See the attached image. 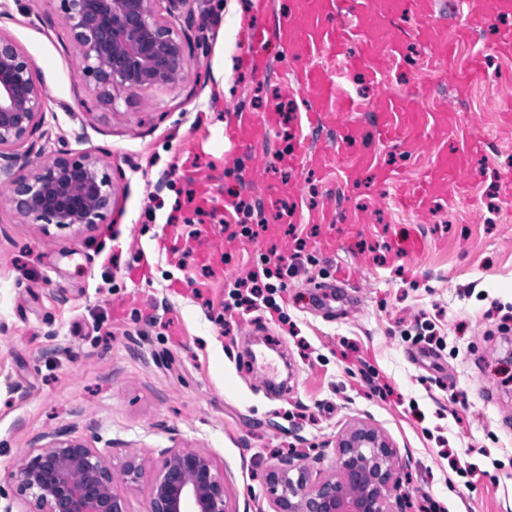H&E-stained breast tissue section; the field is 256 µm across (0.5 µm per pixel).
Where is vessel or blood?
Instances as JSON below:
<instances>
[{
    "label": "vessel or blood",
    "instance_id": "vessel-or-blood-1",
    "mask_svg": "<svg viewBox=\"0 0 512 512\" xmlns=\"http://www.w3.org/2000/svg\"><path fill=\"white\" fill-rule=\"evenodd\" d=\"M287 5L276 29L265 26L261 17L252 19L251 49L245 63L255 81H265L268 46L283 48L288 71L306 101L308 126L329 127L337 140L333 147L321 145L309 153L293 151L288 165L296 169L304 165L322 168L333 163L350 181L370 169L384 186L393 176L377 163L376 146L392 142L412 153L430 136L439 145L436 159L424 178L400 183L398 203L421 213L427 210L435 189H444L451 196L465 190L468 161L483 152L484 141L469 136L453 114L439 109L428 111L415 98L405 95H386L376 124L359 127L348 118L353 103L337 96L334 81L318 60L354 43L359 48L357 66L374 78L391 66L404 65L401 41L408 38L428 49L430 63L440 80L463 97L469 91L471 77L483 71L487 55L512 54V32L501 31L495 41L463 61L457 58V45L472 41L478 32L512 15V0H464L463 22L454 30L437 13L435 0H287ZM279 122L276 112L233 113L228 137L239 148L242 180H256L264 171L265 156L259 147Z\"/></svg>",
    "mask_w": 512,
    "mask_h": 512
}]
</instances>
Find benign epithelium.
Returning a JSON list of instances; mask_svg holds the SVG:
<instances>
[{"instance_id":"obj_1","label":"benign epithelium","mask_w":512,"mask_h":512,"mask_svg":"<svg viewBox=\"0 0 512 512\" xmlns=\"http://www.w3.org/2000/svg\"><path fill=\"white\" fill-rule=\"evenodd\" d=\"M191 0H60L81 71L98 103L177 86L186 77L187 33L170 18L191 14ZM47 94L14 41L0 34V186L6 202L34 224H100L112 211V178L89 155L53 158L26 176L12 173L7 150L26 142L46 112ZM338 475L311 479V467L290 454L269 472L271 512H403L392 500L397 452L364 424L336 442ZM111 447L49 435L15 465L12 480L21 512H131L125 490L148 488L146 512H232L224 470L199 448H165L148 467L136 453L111 464ZM125 490H120L119 486Z\"/></svg>"}]
</instances>
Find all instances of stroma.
<instances>
[{"label":"stroma","instance_id":"stroma-1","mask_svg":"<svg viewBox=\"0 0 512 512\" xmlns=\"http://www.w3.org/2000/svg\"><path fill=\"white\" fill-rule=\"evenodd\" d=\"M257 2L193 0L186 81L110 111L81 75L57 0H0V33L48 95L36 134L14 150V173L90 154L117 188L105 222L88 226L34 224L0 199V490L11 491L27 448L62 433L150 464L164 448L205 449L224 470L232 512H267L265 478L279 457L318 454L317 470L331 474L338 435L362 421L393 443L408 512H512V202L496 177L512 169L499 116L512 56L493 57L461 97L437 82L420 45L379 85L338 55L336 90L362 106L354 123L391 91L443 102L485 142L469 194L450 206L438 192L426 213L406 212L372 171L349 183L335 168L288 167L293 140L279 128L262 145L263 180L299 192L272 205L263 181L244 186L271 228L230 242L232 112L284 102L304 115L279 59L261 83L243 65ZM379 160L413 182L432 148L410 156L383 145ZM200 182L215 213L193 228L184 200ZM285 208L292 220L280 219ZM328 208L334 222H317ZM399 224L419 225L421 252L396 251ZM298 236L319 262L299 267L283 295L289 325L262 311L225 319V284L270 247L292 254Z\"/></svg>","mask_w":512,"mask_h":512}]
</instances>
